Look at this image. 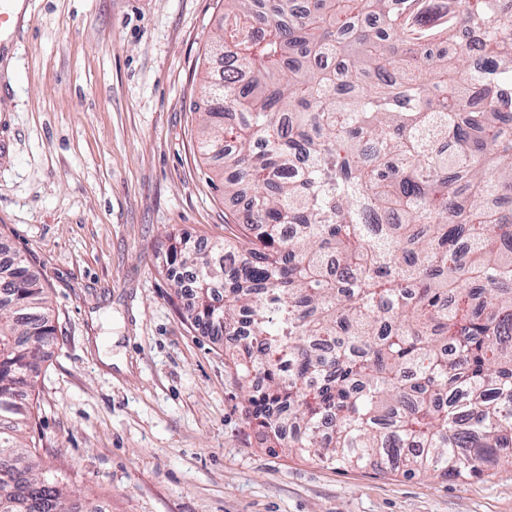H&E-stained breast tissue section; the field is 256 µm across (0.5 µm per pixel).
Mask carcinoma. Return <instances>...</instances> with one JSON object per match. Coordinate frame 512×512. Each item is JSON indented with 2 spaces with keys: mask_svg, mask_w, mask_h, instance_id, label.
<instances>
[{
  "mask_svg": "<svg viewBox=\"0 0 512 512\" xmlns=\"http://www.w3.org/2000/svg\"><path fill=\"white\" fill-rule=\"evenodd\" d=\"M224 0V77L194 103L243 222L167 235L175 291L270 452L469 479L512 468V0ZM464 18L482 40L440 59ZM478 87L482 105L465 101ZM53 334L0 264V512H79L26 431ZM263 375L261 386L252 376Z\"/></svg>",
  "mask_w": 512,
  "mask_h": 512,
  "instance_id": "carcinoma-1",
  "label": "carcinoma"
}]
</instances>
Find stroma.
I'll use <instances>...</instances> for the list:
<instances>
[{
  "instance_id": "35a3bbf8",
  "label": "stroma",
  "mask_w": 512,
  "mask_h": 512,
  "mask_svg": "<svg viewBox=\"0 0 512 512\" xmlns=\"http://www.w3.org/2000/svg\"><path fill=\"white\" fill-rule=\"evenodd\" d=\"M0 78V246L44 284L34 395L46 470L108 512H512V470L468 480L336 469L264 448L175 295L165 236L223 240L192 104L224 0H27Z\"/></svg>"
}]
</instances>
